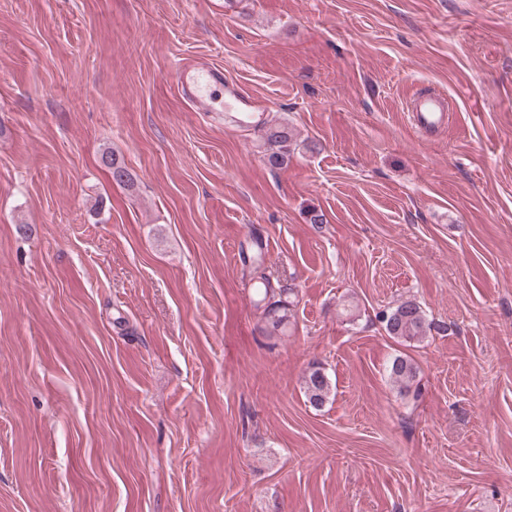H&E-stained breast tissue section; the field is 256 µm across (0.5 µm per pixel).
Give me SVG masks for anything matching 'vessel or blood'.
Wrapping results in <instances>:
<instances>
[{
  "instance_id": "b4317fda",
  "label": "vessel or blood",
  "mask_w": 512,
  "mask_h": 512,
  "mask_svg": "<svg viewBox=\"0 0 512 512\" xmlns=\"http://www.w3.org/2000/svg\"><path fill=\"white\" fill-rule=\"evenodd\" d=\"M179 88L196 111H212L216 92H223L224 107L233 124L249 125L257 117L250 94L236 83L226 82L224 72L204 60H190L180 65L176 72ZM448 99L446 94L427 90L417 97L411 109V122L423 137L443 126L447 120Z\"/></svg>"
}]
</instances>
